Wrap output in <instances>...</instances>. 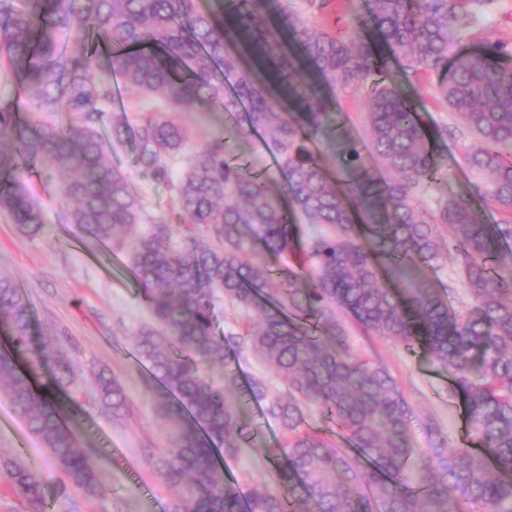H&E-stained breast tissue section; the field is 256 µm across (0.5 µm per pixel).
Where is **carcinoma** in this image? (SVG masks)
<instances>
[{"label":"carcinoma","mask_w":512,"mask_h":512,"mask_svg":"<svg viewBox=\"0 0 512 512\" xmlns=\"http://www.w3.org/2000/svg\"><path fill=\"white\" fill-rule=\"evenodd\" d=\"M0 0V71L7 70L41 112L39 122L0 101V213L19 233L44 229L20 181L31 166L67 173L69 222L93 241L127 249L143 302L166 336H135L149 370L147 390L168 426L166 451L147 454L161 481L179 489L167 512H512V43L490 41L454 57L491 0H373L354 25L310 27L295 0ZM250 51L263 72L238 64ZM420 83L445 72L433 102L459 122L435 136L470 134L461 164L477 176V198L433 191L448 172L437 162L417 106L384 76L391 62ZM126 90L156 95L168 111L199 101L258 133L279 179L256 169L224 136L199 150L174 180L168 160L187 143L172 119L109 121L112 74ZM367 89L365 137L336 124L338 97ZM336 127L348 189L336 187L317 143ZM130 140V166L170 185L183 223L198 233L177 246L145 219L126 174L112 166V142ZM431 195L433 203L419 199ZM506 218L485 222L483 207ZM300 211L326 232L304 244ZM263 229V250L242 230ZM454 267L474 312L448 314L451 286L418 273ZM257 321L219 335V297ZM367 336L424 346L465 396L472 445L418 450L410 408L379 363L353 354L340 315ZM31 309L0 273V385L69 483L87 496L104 487L89 451L67 426L80 398L70 389L72 359L47 340L28 357ZM251 353L275 369L283 389L248 384L266 417L285 430L267 449L270 482L243 493L217 453L232 457L249 423L235 400L234 361ZM224 365L220 382L204 367ZM51 386H38L45 366ZM112 416L125 409L119 381L96 377ZM329 415L338 443L307 423ZM30 512H44L38 474L20 459L0 464Z\"/></svg>","instance_id":"carcinoma-1"}]
</instances>
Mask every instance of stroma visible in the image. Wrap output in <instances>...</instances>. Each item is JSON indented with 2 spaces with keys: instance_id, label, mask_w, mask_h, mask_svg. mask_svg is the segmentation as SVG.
Segmentation results:
<instances>
[{
  "instance_id": "35a3bbf8",
  "label": "stroma",
  "mask_w": 512,
  "mask_h": 512,
  "mask_svg": "<svg viewBox=\"0 0 512 512\" xmlns=\"http://www.w3.org/2000/svg\"><path fill=\"white\" fill-rule=\"evenodd\" d=\"M495 40L512 42V0H493L480 23L467 31L463 44L470 50ZM176 119L188 134L183 153L171 162L176 176L201 145L233 129L232 121L220 112L193 109L177 113ZM129 156V147L112 149L113 166L125 172L149 216L139 225V233H149L155 219L171 222L174 235L182 236L170 186L131 168ZM24 182L47 229L25 236L9 216L0 214V270L13 278L30 303L36 332L52 336L71 352L72 388L81 401L74 423L93 449V466L106 492L89 498L72 487L1 392L0 459L18 457L35 463L45 512H165L175 491L146 464L144 451L168 448L169 431L144 391L147 366L134 350L137 332L155 320L141 302L125 252L89 240L78 225L68 223L70 205L61 194L60 175L42 171L25 175ZM346 329L353 353L381 362L396 380L411 408L415 447L434 442L448 448L457 445L464 434V409L447 370L423 349L365 335L351 322ZM100 373L120 380L127 401L123 419H113L100 408L95 392ZM247 410L254 432L236 455L224 460L226 475L245 487L268 480L271 462L265 449L282 434L278 422L263 416L259 403H249ZM430 420L438 426L437 436L426 429Z\"/></svg>"
}]
</instances>
